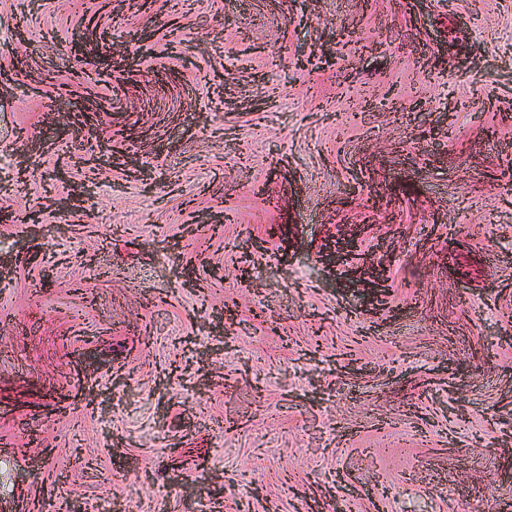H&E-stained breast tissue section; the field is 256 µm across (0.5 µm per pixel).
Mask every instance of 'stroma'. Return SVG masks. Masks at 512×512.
I'll return each instance as SVG.
<instances>
[{
    "label": "stroma",
    "instance_id": "1",
    "mask_svg": "<svg viewBox=\"0 0 512 512\" xmlns=\"http://www.w3.org/2000/svg\"><path fill=\"white\" fill-rule=\"evenodd\" d=\"M115 506L512 512V0H0V512Z\"/></svg>",
    "mask_w": 512,
    "mask_h": 512
}]
</instances>
